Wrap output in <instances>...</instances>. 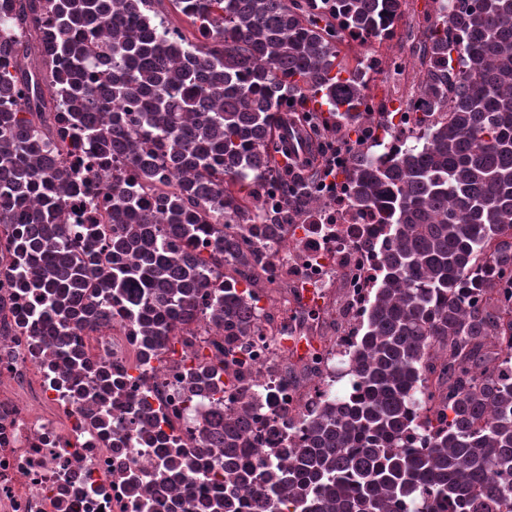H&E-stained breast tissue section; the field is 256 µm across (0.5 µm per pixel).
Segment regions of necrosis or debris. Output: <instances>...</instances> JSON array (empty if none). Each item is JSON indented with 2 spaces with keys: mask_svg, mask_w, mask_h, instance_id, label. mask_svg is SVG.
Here are the masks:
<instances>
[{
  "mask_svg": "<svg viewBox=\"0 0 512 512\" xmlns=\"http://www.w3.org/2000/svg\"><path fill=\"white\" fill-rule=\"evenodd\" d=\"M324 200L323 223L291 227L285 243L260 248L261 268L238 274L257 281L258 330L229 346L207 298L151 347L126 295L98 297L105 316L96 326L56 336L46 321H29L33 298L0 281V512H190L224 493L204 416L253 396L254 453L287 466V436H299L324 399L353 388L340 352L367 273L350 228L372 218L351 213L344 194ZM209 365L221 369L224 392L190 394L188 374ZM103 371L113 385L101 400ZM175 451L198 470L173 468Z\"/></svg>",
  "mask_w": 512,
  "mask_h": 512,
  "instance_id": "1",
  "label": "necrosis or debris"
}]
</instances>
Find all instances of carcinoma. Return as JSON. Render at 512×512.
I'll return each mask as SVG.
<instances>
[{
    "label": "carcinoma",
    "instance_id": "cac0c4a2",
    "mask_svg": "<svg viewBox=\"0 0 512 512\" xmlns=\"http://www.w3.org/2000/svg\"><path fill=\"white\" fill-rule=\"evenodd\" d=\"M208 40L169 26L154 0H0L18 38L0 45V226L27 259L39 315L60 335L98 323L91 290L139 291L148 345L196 311L208 277L250 267L255 246L319 224L340 180L370 266L343 361L355 395L329 401L288 468L264 469L244 414L213 413L224 512L260 483L255 512H472L512 501V0H431L415 91L372 111L346 36L383 41L401 0H170ZM42 67L28 68L27 29ZM78 131L99 158L110 232L69 235ZM334 140L344 162L315 165ZM164 197L161 212L143 200ZM212 241L202 255L198 236ZM252 283L221 286L210 321L257 329ZM217 368L188 388H217ZM428 445L412 449L411 440Z\"/></svg>",
    "mask_w": 512,
    "mask_h": 512
}]
</instances>
